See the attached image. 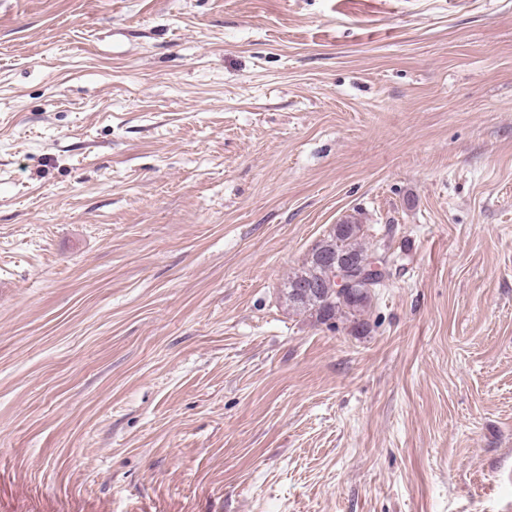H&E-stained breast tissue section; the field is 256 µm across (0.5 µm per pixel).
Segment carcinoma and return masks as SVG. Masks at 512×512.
I'll return each instance as SVG.
<instances>
[{
	"label": "carcinoma",
	"instance_id": "obj_1",
	"mask_svg": "<svg viewBox=\"0 0 512 512\" xmlns=\"http://www.w3.org/2000/svg\"><path fill=\"white\" fill-rule=\"evenodd\" d=\"M364 236V225L354 220L334 225L321 240V252L310 253L301 267L288 274L284 288L288 305L322 323L338 316L355 319L365 313L377 292L386 287V281L376 282L370 288H352L342 297L331 284L328 272V262L340 255L353 259L359 265L378 256L377 251L365 246ZM303 282L315 284L316 290L303 291L300 289Z\"/></svg>",
	"mask_w": 512,
	"mask_h": 512
}]
</instances>
